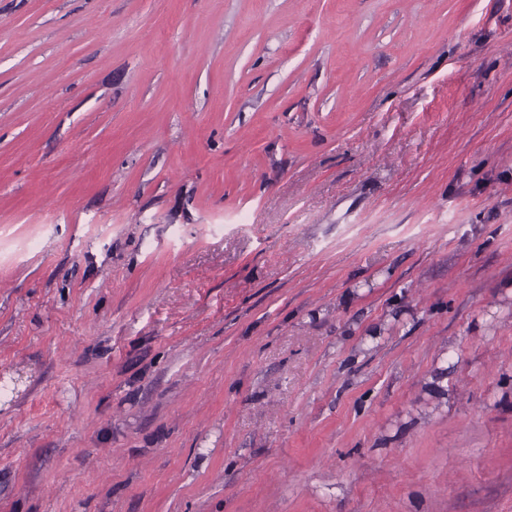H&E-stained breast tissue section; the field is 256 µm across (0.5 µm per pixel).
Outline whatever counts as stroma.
<instances>
[{
    "instance_id": "obj_1",
    "label": "stroma",
    "mask_w": 512,
    "mask_h": 512,
    "mask_svg": "<svg viewBox=\"0 0 512 512\" xmlns=\"http://www.w3.org/2000/svg\"><path fill=\"white\" fill-rule=\"evenodd\" d=\"M0 512H512V0H0Z\"/></svg>"
}]
</instances>
